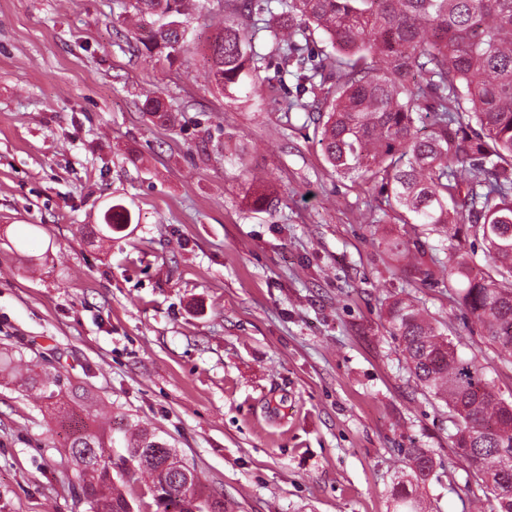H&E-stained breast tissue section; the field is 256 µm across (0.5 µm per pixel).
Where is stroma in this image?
Wrapping results in <instances>:
<instances>
[{
	"label": "stroma",
	"instance_id": "1",
	"mask_svg": "<svg viewBox=\"0 0 512 512\" xmlns=\"http://www.w3.org/2000/svg\"><path fill=\"white\" fill-rule=\"evenodd\" d=\"M131 0H0V352L97 395L112 432L148 428L224 512H392L407 448L441 466L429 512L486 489L449 466L448 410L410 378L384 310L416 295L512 401V366L455 277L399 270L360 213L370 185L323 159L295 76L226 97L209 44L232 11L191 0L176 59L146 52ZM161 97L170 124L144 102ZM272 196L253 209L252 180ZM132 221L100 235L108 209ZM69 420L0 379V512H91Z\"/></svg>",
	"mask_w": 512,
	"mask_h": 512
}]
</instances>
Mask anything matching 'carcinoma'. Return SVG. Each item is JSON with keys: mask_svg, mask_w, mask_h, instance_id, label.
Masks as SVG:
<instances>
[{"mask_svg": "<svg viewBox=\"0 0 512 512\" xmlns=\"http://www.w3.org/2000/svg\"><path fill=\"white\" fill-rule=\"evenodd\" d=\"M189 0H134L137 40L171 59L184 46ZM243 24H228L206 58L225 91L262 69L263 32L287 63L297 58L299 91L320 90L318 143L337 175L379 187L385 211L410 227L400 237L380 228L397 262L430 284L445 271L457 298L481 322L487 340L512 365V0H231ZM265 15L253 20L254 11ZM323 32L334 54L304 67L309 30ZM481 236L488 271L466 254L448 262L431 254L433 234ZM384 320L416 384L448 407L456 467L481 481L512 512V402L496 390L479 356L461 354L426 309L410 297L387 305ZM52 413L75 410L87 423L72 435L68 460L92 512H135L125 488L151 477L145 503L156 512H224L197 471L147 429L124 432L115 454L112 424L95 414L94 397L64 386L61 375L30 371ZM440 466L429 448H409L391 493L393 512H426L417 494Z\"/></svg>", "mask_w": 512, "mask_h": 512, "instance_id": "1", "label": "carcinoma"}]
</instances>
